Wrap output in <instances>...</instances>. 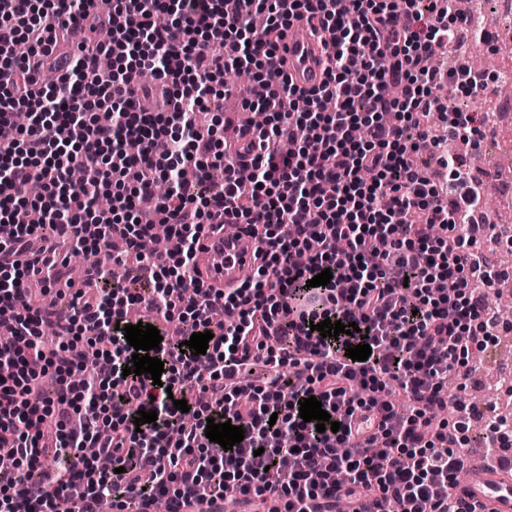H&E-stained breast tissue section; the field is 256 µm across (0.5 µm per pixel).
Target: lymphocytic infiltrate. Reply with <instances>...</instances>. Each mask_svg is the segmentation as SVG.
I'll return each mask as SVG.
<instances>
[{"label":"lymphocytic infiltrate","instance_id":"lymphocytic-infiltrate-1","mask_svg":"<svg viewBox=\"0 0 512 512\" xmlns=\"http://www.w3.org/2000/svg\"><path fill=\"white\" fill-rule=\"evenodd\" d=\"M83 21L110 41L81 42L57 82L42 84L44 57ZM296 21L331 35L326 78L311 90L290 82L280 53ZM469 22L456 0H249L245 10L239 0H0V128L11 131L0 139V223L13 225L0 237V452L14 462L0 512H140L192 497L241 512L269 497L283 512H334L366 496L381 510L465 512L457 476L469 466L471 405L445 390L496 339L487 291L502 279L475 248L484 192L458 152L478 148L477 117L442 90L489 84L467 62L434 68L429 53L457 44ZM228 68L267 88L243 101L264 115L246 183L233 144L195 122ZM132 70L154 84L136 89ZM433 113L451 143L441 183L416 162L436 141ZM76 165L96 180L72 182ZM230 214L249 226L256 266L227 292L196 259ZM159 223L172 248L139 255ZM62 242L95 256L63 308L46 277ZM326 269L330 283L310 286ZM142 303L184 322L180 341L212 334L198 356L163 339L157 384L123 373L134 353L123 328ZM327 319L359 330L322 337ZM54 322L103 347L82 382L69 345L42 344ZM358 344L368 360L348 358ZM310 396L339 431L303 421ZM448 405L459 420L434 424ZM140 410L156 423L135 426ZM211 419L243 427V441L213 454Z\"/></svg>","mask_w":512,"mask_h":512}]
</instances>
